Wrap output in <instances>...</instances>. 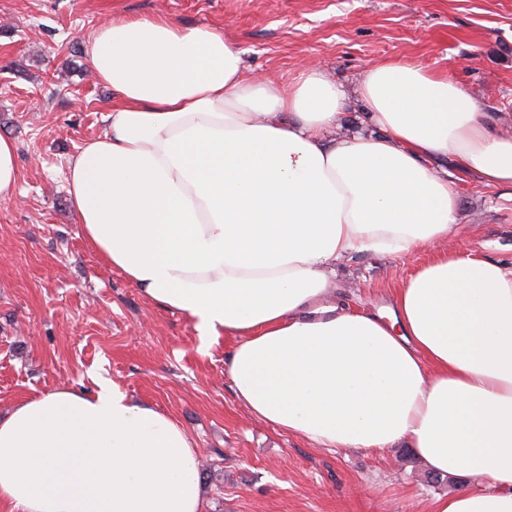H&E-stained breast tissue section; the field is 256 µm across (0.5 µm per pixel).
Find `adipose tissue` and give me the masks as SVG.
Returning a JSON list of instances; mask_svg holds the SVG:
<instances>
[{
  "instance_id": "ef3b65f1",
  "label": "adipose tissue",
  "mask_w": 512,
  "mask_h": 512,
  "mask_svg": "<svg viewBox=\"0 0 512 512\" xmlns=\"http://www.w3.org/2000/svg\"><path fill=\"white\" fill-rule=\"evenodd\" d=\"M118 101L69 167L88 245L202 344L234 337L227 371L256 418L320 448L408 445L481 485L430 512H512V263L448 251L451 169L512 190V116L451 74L368 65L353 93L305 64L249 79L223 32L161 16L85 42ZM431 252L387 311L327 301L351 256ZM187 430L108 379L61 386L0 416L10 512H200Z\"/></svg>"
}]
</instances>
